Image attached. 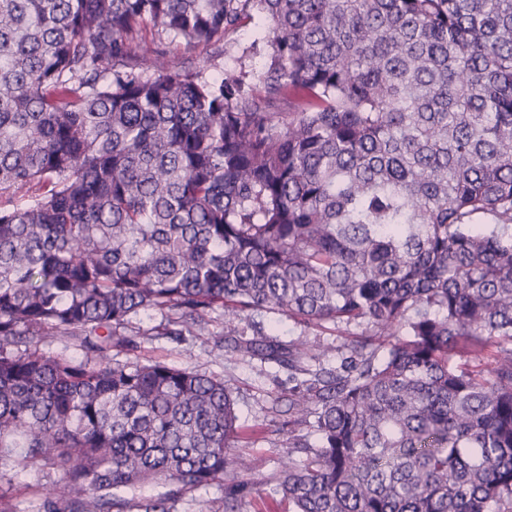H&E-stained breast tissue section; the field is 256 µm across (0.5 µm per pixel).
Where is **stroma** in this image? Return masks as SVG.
I'll list each match as a JSON object with an SVG mask.
<instances>
[{
  "mask_svg": "<svg viewBox=\"0 0 512 512\" xmlns=\"http://www.w3.org/2000/svg\"><path fill=\"white\" fill-rule=\"evenodd\" d=\"M262 35V21H246L225 42L193 51L177 42L164 44L165 59L169 64L189 69L203 67L207 76L213 77L224 69L236 66L244 48ZM222 320H214L204 336H186L173 340L162 336L150 341L138 339L137 345L120 353V360H162L179 367H191L202 372L222 375L235 391L240 419L249 426L275 423V431L266 432L253 443H241L235 454L257 459L259 469L255 475L257 485L248 498L244 512H283L284 505L270 495L265 477L279 470L287 453L284 442L288 436L283 426L287 415L270 416L268 409L277 396L286 394L293 386L286 369L250 360L217 347L216 340L223 330ZM10 481L5 506L9 512H41L43 485L57 479L53 469L33 472L18 464L6 467Z\"/></svg>",
  "mask_w": 512,
  "mask_h": 512,
  "instance_id": "obj_1",
  "label": "stroma"
}]
</instances>
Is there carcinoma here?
Listing matches in <instances>:
<instances>
[{"mask_svg":"<svg viewBox=\"0 0 512 512\" xmlns=\"http://www.w3.org/2000/svg\"><path fill=\"white\" fill-rule=\"evenodd\" d=\"M256 16L258 70L163 61ZM214 315L298 381L288 512H512V0H0V466L59 471L46 512H241L231 386L115 358ZM263 322L264 331L271 333V326L269 321H276L277 326L274 330V334L278 335L277 338L281 341L288 342L289 340L297 339L298 337L313 338L314 336L320 337L321 341L332 344L333 346L342 344L348 338L347 336H336L339 333L332 330H321L318 328H307L303 325L297 324L292 320H288L285 317L278 315H268L262 318H258ZM349 339V338H348ZM220 496L221 492L217 485L187 493L177 503L176 512H209V509L215 507L214 502Z\"/></svg>","mask_w":512,"mask_h":512,"instance_id":"1","label":"carcinoma"}]
</instances>
